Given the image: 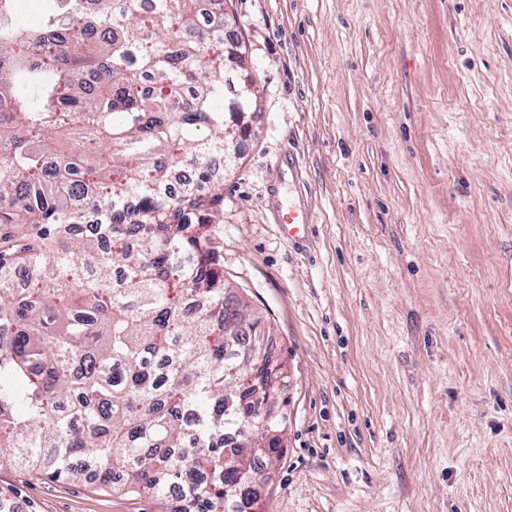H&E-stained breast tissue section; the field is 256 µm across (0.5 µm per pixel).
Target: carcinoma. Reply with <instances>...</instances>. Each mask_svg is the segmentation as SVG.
<instances>
[{
    "label": "carcinoma",
    "mask_w": 512,
    "mask_h": 512,
    "mask_svg": "<svg viewBox=\"0 0 512 512\" xmlns=\"http://www.w3.org/2000/svg\"><path fill=\"white\" fill-rule=\"evenodd\" d=\"M13 2L0 0V467L88 476L162 512H250L288 419L263 407L284 371L259 361L264 321L231 295L213 234L224 194L206 184L255 114L243 56L228 92L224 0H208L213 25L200 0H48L37 27L11 21Z\"/></svg>",
    "instance_id": "cac0c4a2"
}]
</instances>
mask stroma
Returning <instances> with one entry per match:
<instances>
[{"label": "stroma", "instance_id": "1", "mask_svg": "<svg viewBox=\"0 0 512 512\" xmlns=\"http://www.w3.org/2000/svg\"><path fill=\"white\" fill-rule=\"evenodd\" d=\"M224 279L288 373L260 512H512V0H226ZM293 154L305 240L273 219ZM15 512H160L0 468Z\"/></svg>", "mask_w": 512, "mask_h": 512}]
</instances>
